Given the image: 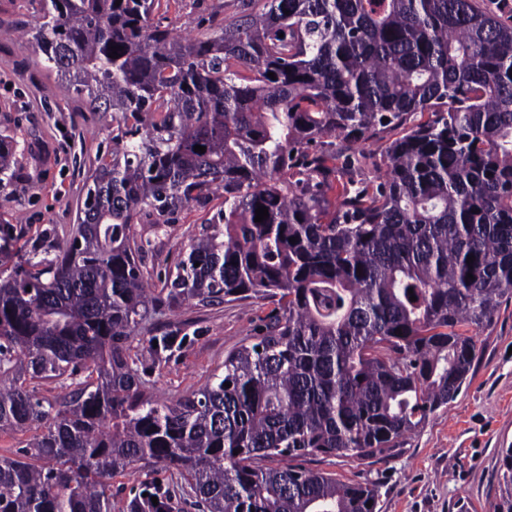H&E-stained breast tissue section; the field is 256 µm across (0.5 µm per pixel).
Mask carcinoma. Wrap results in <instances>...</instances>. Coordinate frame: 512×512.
Segmentation results:
<instances>
[{"instance_id": "cac0c4a2", "label": "carcinoma", "mask_w": 512, "mask_h": 512, "mask_svg": "<svg viewBox=\"0 0 512 512\" xmlns=\"http://www.w3.org/2000/svg\"><path fill=\"white\" fill-rule=\"evenodd\" d=\"M115 2L39 0L43 67L116 133L65 246L0 279V428H40L42 461L0 457V512H111L102 478L136 463L177 471L203 512H379L374 482L254 460L382 455L467 379L463 328L512 294V25L475 0H265L191 39L153 21L159 0ZM403 125L386 180L331 201L352 161L328 165L326 138ZM15 155L0 136V188ZM219 192L164 303L277 310L223 373L159 403L126 350L157 307L131 224ZM147 344L162 362L183 341ZM84 372L63 409L23 378ZM171 508L161 495L133 512Z\"/></svg>"}]
</instances>
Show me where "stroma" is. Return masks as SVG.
I'll return each instance as SVG.
<instances>
[{
    "instance_id": "stroma-1",
    "label": "stroma",
    "mask_w": 512,
    "mask_h": 512,
    "mask_svg": "<svg viewBox=\"0 0 512 512\" xmlns=\"http://www.w3.org/2000/svg\"><path fill=\"white\" fill-rule=\"evenodd\" d=\"M243 6V0H160L155 14L178 34L198 37ZM38 10L37 0H0V135L17 145L16 176L0 189V238L8 242L0 251L2 276L31 251L54 250L69 239L87 176L111 159V113L88 110L83 96L40 63L29 34ZM403 133L391 127L358 143L340 139L336 151L362 157L354 178L373 187L384 177L385 146ZM223 207V197L215 195L206 207L182 208L163 225L152 215L135 219L131 236L143 248L153 293H160L189 241ZM274 309L271 300L255 298L161 308L127 342L147 395L172 402L197 390L223 370L228 353L255 342ZM168 331L185 336V344L168 361L153 362L146 339ZM472 336L475 358L462 390L400 448L365 460L310 456L302 466L343 482H380L379 512H498L504 494L501 451L512 447V297ZM180 484L175 471L159 465L114 472L112 512H130L143 494L166 493Z\"/></svg>"
}]
</instances>
